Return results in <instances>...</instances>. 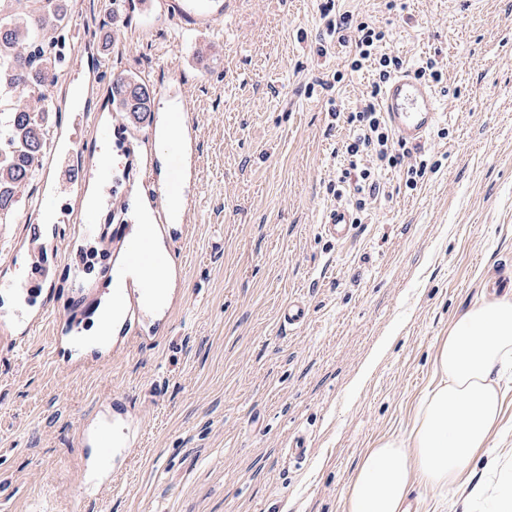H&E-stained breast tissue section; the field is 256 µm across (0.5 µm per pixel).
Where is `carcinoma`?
I'll return each mask as SVG.
<instances>
[{
  "instance_id": "1",
  "label": "carcinoma",
  "mask_w": 512,
  "mask_h": 512,
  "mask_svg": "<svg viewBox=\"0 0 512 512\" xmlns=\"http://www.w3.org/2000/svg\"><path fill=\"white\" fill-rule=\"evenodd\" d=\"M68 0H0V223L11 224L38 171L53 108L45 90L56 82L58 31L69 22ZM134 118L151 111L150 88L134 77L113 88Z\"/></svg>"
}]
</instances>
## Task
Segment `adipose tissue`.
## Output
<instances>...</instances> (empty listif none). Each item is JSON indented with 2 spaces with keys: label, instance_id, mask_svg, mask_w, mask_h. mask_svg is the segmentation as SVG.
Instances as JSON below:
<instances>
[{
  "label": "adipose tissue",
  "instance_id": "adipose-tissue-1",
  "mask_svg": "<svg viewBox=\"0 0 512 512\" xmlns=\"http://www.w3.org/2000/svg\"><path fill=\"white\" fill-rule=\"evenodd\" d=\"M438 384L421 400L407 438L368 449L348 484L344 512H402L415 490L443 492L470 475L483 499L502 466L491 436L501 419L500 384L512 370V295L459 313L436 346Z\"/></svg>",
  "mask_w": 512,
  "mask_h": 512
}]
</instances>
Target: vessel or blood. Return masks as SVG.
<instances>
[{
  "label": "vessel or blood",
  "mask_w": 512,
  "mask_h": 512,
  "mask_svg": "<svg viewBox=\"0 0 512 512\" xmlns=\"http://www.w3.org/2000/svg\"><path fill=\"white\" fill-rule=\"evenodd\" d=\"M128 13L140 20V31L152 33L168 22H175L181 31H202L215 28L226 13L224 0H124ZM380 109L397 140L410 145L424 142L438 124L440 101L434 86L425 79L404 71L395 75L382 89ZM166 131L169 152L182 160V180L197 181V135L188 114L150 113L148 136L157 138ZM143 168V197L154 211L145 221L131 212H124L121 223L113 225L111 236H104L98 211L79 217L76 237L61 239L49 236L46 230L29 233L26 256L60 254L73 250L76 243L91 241L112 253L106 268L113 289L102 312L99 336L85 335L86 301L72 299L65 308L51 306L54 284L46 264L35 267V284L22 286L0 273V342L15 351H23L45 321H53L56 334L53 349L63 366H105L125 353L132 341L150 342L163 335L168 327L167 304L178 303L180 289L165 290L160 283L166 274L182 275L184 261L175 247L182 236L183 223L189 222L196 206L195 199H181L179 207L167 204L172 190L162 180V158L140 152ZM112 176L106 157H99L90 168L79 171L77 189L95 186L102 202H115ZM354 228L351 211L343 206L328 209L319 226L322 235L334 242L351 237ZM308 309L299 297L288 300L279 311L282 329L294 330L306 323ZM145 419L133 411L122 394L97 400L86 416L78 438L81 467L79 476L84 499L93 504L95 512H107L101 498L104 488L112 485L140 448Z\"/></svg>",
  "instance_id": "1"
}]
</instances>
